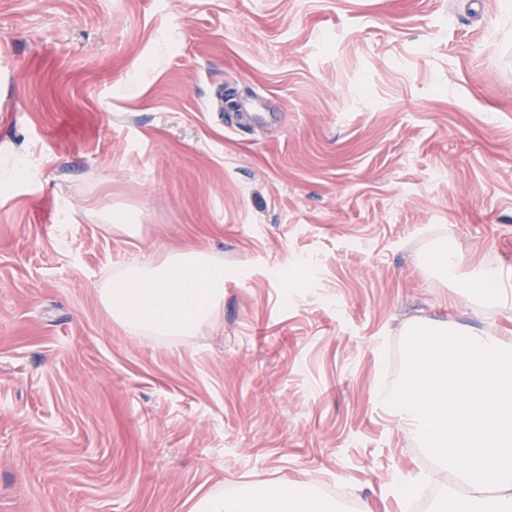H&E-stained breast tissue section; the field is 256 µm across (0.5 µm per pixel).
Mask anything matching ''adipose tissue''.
I'll list each match as a JSON object with an SVG mask.
<instances>
[{
	"label": "adipose tissue",
	"mask_w": 512,
	"mask_h": 512,
	"mask_svg": "<svg viewBox=\"0 0 512 512\" xmlns=\"http://www.w3.org/2000/svg\"><path fill=\"white\" fill-rule=\"evenodd\" d=\"M430 266L449 279L474 289L491 308L504 305L497 269L480 267L462 273V256L441 246ZM224 298V268L203 252L186 250L163 263L134 267L113 279L101 291V302L110 317L129 330H151L164 336H193L214 315ZM336 512L331 501L317 496L313 484L286 488L257 487L235 497L207 495L194 512Z\"/></svg>",
	"instance_id": "1"
}]
</instances>
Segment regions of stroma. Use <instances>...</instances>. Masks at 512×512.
<instances>
[{
  "label": "stroma",
  "mask_w": 512,
  "mask_h": 512,
  "mask_svg": "<svg viewBox=\"0 0 512 512\" xmlns=\"http://www.w3.org/2000/svg\"><path fill=\"white\" fill-rule=\"evenodd\" d=\"M504 0H0V512H192L340 485L406 512L424 471L378 403L419 316L512 336L424 269L450 237L512 303ZM116 210L138 235L106 228ZM195 247L197 335L128 332L99 290Z\"/></svg>",
  "instance_id": "1"
}]
</instances>
